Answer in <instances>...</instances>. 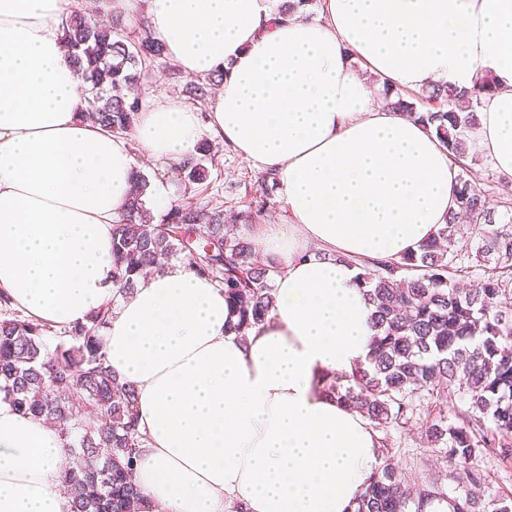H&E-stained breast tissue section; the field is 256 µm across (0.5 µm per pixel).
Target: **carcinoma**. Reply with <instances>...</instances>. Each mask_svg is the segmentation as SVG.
I'll return each instance as SVG.
<instances>
[{
	"mask_svg": "<svg viewBox=\"0 0 512 512\" xmlns=\"http://www.w3.org/2000/svg\"><path fill=\"white\" fill-rule=\"evenodd\" d=\"M117 0H103L112 23L101 25L77 7L62 22L68 55L81 78L90 83L94 101L82 117L115 135L132 128L142 108L127 91L148 78L165 58L147 23L136 40L122 34ZM310 0H286L273 20L283 23ZM218 71L185 84L195 102L205 104ZM486 77L466 91L437 86L425 96L428 108L417 111L397 90L384 89L386 105L401 115L434 128L448 155L460 159L469 151L468 131L476 124L480 97L493 91ZM211 145L202 143L198 156L173 164L174 177L188 185L202 184ZM478 174L465 166L456 194L458 211L419 252L398 260H375L363 274L374 306L372 352L367 364L341 382L332 375L324 389L362 412L375 428L388 431L409 422L424 401L441 403L466 397L468 420L459 426L442 418L426 424L425 437L435 452L465 471L473 487L487 485L488 476L473 461L492 454L512 463V224L496 222L487 195L476 185ZM277 174L260 177V213L267 205L269 183ZM150 176L138 170L135 187L121 220L112 225V262L119 294L132 293L142 271L179 256L198 275L224 288V299L237 334L263 322L273 308L272 281L280 268L260 261L253 244L231 233L224 204L203 211L174 204L163 223L154 222L144 196ZM477 240L475 260L481 274L467 288L453 281L449 270L467 272L470 254L461 242ZM112 315L107 307L86 324L55 331L27 318L0 294V391L13 407L59 428L68 462L63 487L73 512H143L139 488L131 480L143 444L135 409V388L112 373L101 331ZM491 420L493 428L485 427ZM382 463L354 512H423L426 503L447 495L436 479L410 480L395 470L389 438L380 445ZM452 512H512V495L481 497L467 490L449 500Z\"/></svg>",
	"mask_w": 512,
	"mask_h": 512,
	"instance_id": "obj_1",
	"label": "carcinoma"
}]
</instances>
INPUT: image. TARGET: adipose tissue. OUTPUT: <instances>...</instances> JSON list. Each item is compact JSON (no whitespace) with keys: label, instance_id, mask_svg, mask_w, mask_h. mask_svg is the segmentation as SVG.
Returning a JSON list of instances; mask_svg holds the SVG:
<instances>
[{"label":"adipose tissue","instance_id":"1","mask_svg":"<svg viewBox=\"0 0 512 512\" xmlns=\"http://www.w3.org/2000/svg\"><path fill=\"white\" fill-rule=\"evenodd\" d=\"M74 0H0V292L63 329L104 305L109 364L137 391L134 479L149 512H354L380 463L370 420L323 389L370 353L373 260L418 251L456 209L460 169L435 134L388 108L491 76L472 152L512 182V0H148L187 76L223 71L206 118L158 96L133 139L80 117L61 22ZM212 133L278 175L290 222L252 227L281 271L267 320L238 337L214 282L174 262L115 298L112 226L133 147L169 163ZM57 427L0 398V512H72Z\"/></svg>","mask_w":512,"mask_h":512}]
</instances>
